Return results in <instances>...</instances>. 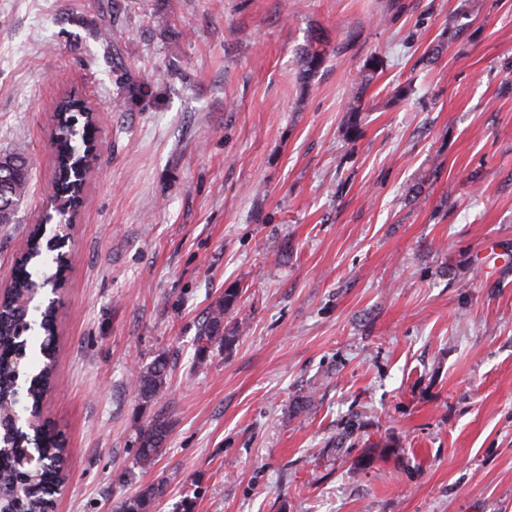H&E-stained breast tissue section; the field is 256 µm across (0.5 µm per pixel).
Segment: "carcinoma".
Masks as SVG:
<instances>
[{"mask_svg":"<svg viewBox=\"0 0 512 512\" xmlns=\"http://www.w3.org/2000/svg\"><path fill=\"white\" fill-rule=\"evenodd\" d=\"M325 60V50L312 49L303 60V72L314 74ZM88 107L79 98H66L58 105L57 125L55 127V154L60 178V191L65 199L74 202L78 194L69 191L67 173L81 156L74 145L75 136H80L83 149H88L93 140V132L85 130L89 124ZM28 180V162L19 154L0 157V224H9L26 193ZM32 273L28 263L23 261L14 270L10 288L0 297V401L15 404L26 400L25 407L30 412L40 409L45 394L50 388L53 376L38 370V377L30 382L25 392H20L17 383V343L20 332L26 330L29 308L21 301L30 292L29 278ZM241 291L237 288L224 289V297L210 309L209 315L199 329L200 344L196 354V367L206 366L210 350L218 346L232 349L236 342L235 333L224 325L226 316L236 306ZM38 326L40 340L32 353L42 365L55 359L56 354V309L45 305L40 311L39 320L30 322ZM170 368L165 355H158L150 364L142 367L136 376L135 390L142 404L152 403L165 388ZM171 429L170 416L165 411L155 414L143 425L136 441V465L145 469L154 464L157 456L165 447ZM34 440L23 442L13 438L10 426H0V442L9 451L0 453V505L5 512H53L54 488L65 481L66 453L64 440L51 427L32 432ZM37 448L42 464L38 479L30 480L24 470L18 467L20 459ZM166 485L151 484L138 494L123 499L118 512H152L156 503L162 499Z\"/></svg>","mask_w":512,"mask_h":512,"instance_id":"cac0c4a2","label":"carcinoma"}]
</instances>
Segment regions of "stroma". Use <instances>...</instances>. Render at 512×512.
Instances as JSON below:
<instances>
[{
    "label": "stroma",
    "instance_id": "35a3bbf8",
    "mask_svg": "<svg viewBox=\"0 0 512 512\" xmlns=\"http://www.w3.org/2000/svg\"><path fill=\"white\" fill-rule=\"evenodd\" d=\"M71 89L99 150L44 404L54 512L158 482L155 512H512V0H0V155L29 162L0 286ZM233 286L237 342L194 370ZM161 354L146 407L133 376ZM170 429V416L166 411H159L140 428L136 438V465L145 469L154 464L165 447Z\"/></svg>",
    "mask_w": 512,
    "mask_h": 512
}]
</instances>
